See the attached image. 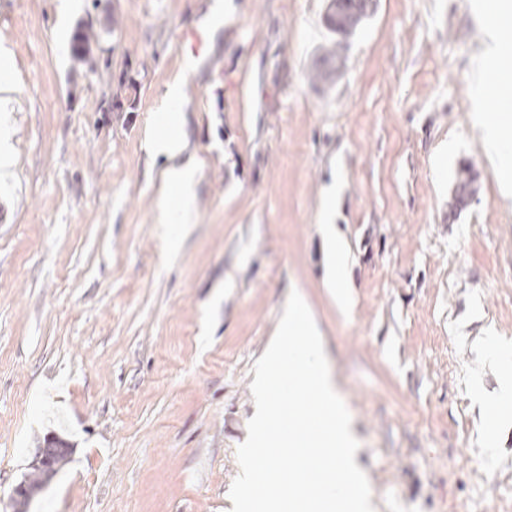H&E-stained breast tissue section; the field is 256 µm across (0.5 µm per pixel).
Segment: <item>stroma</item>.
Masks as SVG:
<instances>
[{"mask_svg": "<svg viewBox=\"0 0 512 512\" xmlns=\"http://www.w3.org/2000/svg\"><path fill=\"white\" fill-rule=\"evenodd\" d=\"M212 3L0 0V512L50 435L71 453L28 512H230L253 365L293 290L379 512H512V428L487 453L461 385L477 336L512 344V204L477 132L498 105L468 80L479 0H376L341 43L328 0ZM334 46L342 75L314 80ZM175 82L197 177L171 250L147 143ZM336 181L343 307L321 235Z\"/></svg>", "mask_w": 512, "mask_h": 512, "instance_id": "1", "label": "stroma"}]
</instances>
